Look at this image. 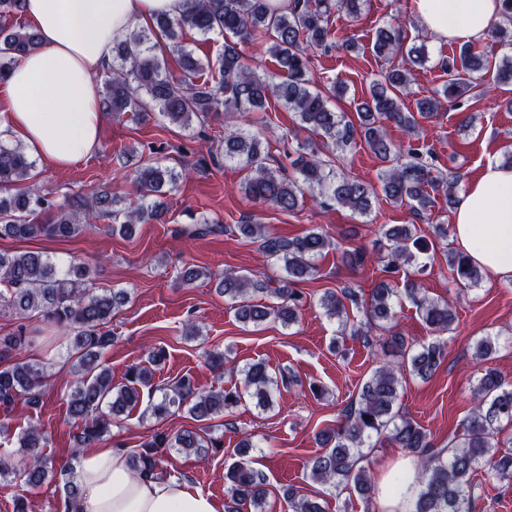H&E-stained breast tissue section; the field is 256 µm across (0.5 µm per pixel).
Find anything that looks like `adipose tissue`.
Instances as JSON below:
<instances>
[{"mask_svg": "<svg viewBox=\"0 0 512 512\" xmlns=\"http://www.w3.org/2000/svg\"><path fill=\"white\" fill-rule=\"evenodd\" d=\"M184 0H26L24 15L40 47L0 81V138L56 168L97 152L104 114L99 75L124 35L158 17L180 14ZM419 24L435 38L483 36L499 19V0H412ZM460 250L497 277H512V168L488 162L460 195L452 217ZM402 485H394L395 474ZM415 465L379 472L381 512H410ZM75 512H223L222 504L173 473L135 476L125 449L97 444L79 452Z\"/></svg>", "mask_w": 512, "mask_h": 512, "instance_id": "adipose-tissue-1", "label": "adipose tissue"}]
</instances>
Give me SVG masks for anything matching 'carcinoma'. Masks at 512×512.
<instances>
[{
	"label": "carcinoma",
	"mask_w": 512,
	"mask_h": 512,
	"mask_svg": "<svg viewBox=\"0 0 512 512\" xmlns=\"http://www.w3.org/2000/svg\"><path fill=\"white\" fill-rule=\"evenodd\" d=\"M499 22L490 29L492 37L512 45V0H501ZM363 0H288V6L275 10L268 0H185V8L175 18L160 17L152 26L132 30L113 47L112 66L100 91L102 112L114 119L127 113L145 118L158 112L169 123L183 129L202 128L213 112H237L247 116L263 112L272 99L296 114L301 129L322 138L320 143L307 139L285 153L295 172L288 178L268 163L262 140L245 128L224 132V161L240 164L249 170L242 186L244 194L255 201L292 212L305 192L318 191L324 201H331L352 212L365 215L371 211L377 194L396 205L410 206L419 218L429 220L428 211L435 194L457 203L461 176L455 171L433 174L431 153L421 147L401 152L391 141L387 126L394 125L411 138H420L421 120L437 116L442 102L462 111L473 78L487 80L486 89L512 85V63L494 65L472 44L460 47L458 56L442 61L448 79L435 96L416 101V111L405 108L415 67L422 64L426 48L405 46L401 22L378 28L373 51L379 57L401 55V63L390 70L384 81L370 89L371 99L359 104V125L338 115L321 93L309 87L308 50L326 46L329 17L334 12L352 18L361 14ZM191 29L202 35L224 37V51L218 69L205 71L191 50L178 46L180 75L173 74L165 58L156 55L159 42L154 33L174 38L175 29ZM267 38V52L274 58L283 79L259 75L241 61L237 44ZM40 43L28 26L0 29V81L15 65L18 57L38 49ZM362 140L384 165L381 192L369 184L346 175H338L335 161L322 158V148H342ZM34 162L19 146L0 145V237L32 240L39 237L70 238L84 225L98 218L116 217L114 200L107 191H95L85 203L71 210L55 204L47 193L28 181ZM180 174L158 161L138 166L134 175L142 203L122 211L123 221L112 231L131 237L141 224L166 223V193L176 188ZM43 211L56 212L49 224L37 222ZM195 237L237 233L259 244L266 257L283 267V284L271 287L233 269L218 277L217 289L234 305L238 320L262 325L279 321L289 326L298 319L302 300L291 284L314 277L315 259L333 245L320 228L302 236L288 238L270 232L264 224H213L202 218L188 229ZM380 248L386 251L384 272L398 274L406 266L418 263L429 254V243L414 224H383L379 228ZM454 282L475 286L483 279L484 269L469 261L463 251H444ZM342 262L354 270L365 267L370 255L360 249H345ZM97 267L86 262L56 263L39 251L0 252V311L11 312L21 324L11 336H0V361L30 343L23 320L33 312L47 325L69 328L71 349L76 356V373L80 375L68 400L69 415L77 423L75 448L95 445L111 433L112 422L132 412L144 395L157 391L154 369L133 366L125 381L115 383L110 370L101 362V354L112 345L106 330L112 311L125 303L127 293H96L90 289ZM262 293L276 299L273 304L254 301ZM409 300L432 332L442 335L453 330L456 317L454 301L425 294L414 281L405 288H395L381 280L371 290L370 299L344 286L327 290L319 299L326 315L338 319L342 331H350L368 347L377 349V367L361 385L357 397L344 409L340 423L326 426L317 433L322 451L310 460V478L338 492L350 490L364 499L375 493L374 477L363 464L361 449L374 437L395 448L417 455L412 512H474V475L483 470L499 480L512 478V438L501 437L512 426V384H507L496 369L480 367L473 386V407L462 423L460 441L437 447L415 420L400 414L399 390L406 376L431 377L446 357L447 342L436 339L427 344L415 343L394 326H384L386 335L373 336L381 321H390L393 305ZM363 313L355 319L349 310ZM495 339L487 336L474 346L478 362L492 359ZM242 387L231 390H204L190 376H183L164 389L160 399H149L147 410L164 419L173 409L187 408L198 423L177 433L156 432L130 456L131 467L138 476L158 477L170 473L165 454L177 451L186 455L208 456L220 442L207 432L209 422L232 412L243 399L250 398L264 410L273 405V392L294 381L291 373L272 375L262 361L240 370ZM46 378L44 367L29 362H15L0 367V406H11L25 396L35 404L41 397ZM23 466L12 467L0 460V476H13L26 486L37 487L56 475L53 459L44 448L46 437L35 425L29 426L18 440ZM253 444L240 443V460L224 476L226 512H265L266 476L252 466L249 449ZM80 495L73 481L64 483L55 512H68V504ZM289 512H325L320 497L299 496L292 488L282 494Z\"/></svg>",
	"instance_id": "1"
}]
</instances>
